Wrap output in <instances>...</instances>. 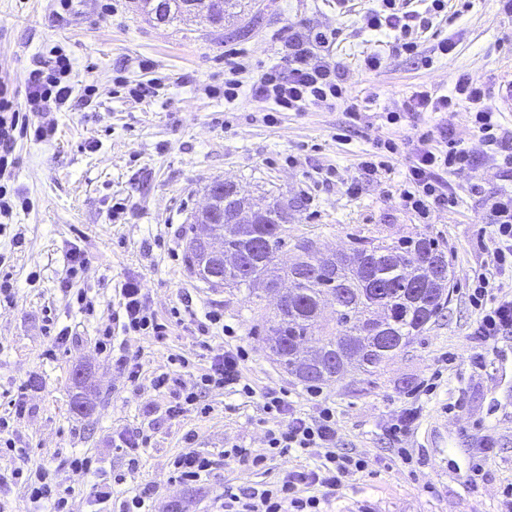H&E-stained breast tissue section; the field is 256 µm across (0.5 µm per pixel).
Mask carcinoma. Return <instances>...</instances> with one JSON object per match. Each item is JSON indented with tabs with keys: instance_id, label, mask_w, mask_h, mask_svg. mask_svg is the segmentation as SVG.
<instances>
[{
	"instance_id": "1",
	"label": "carcinoma",
	"mask_w": 512,
	"mask_h": 512,
	"mask_svg": "<svg viewBox=\"0 0 512 512\" xmlns=\"http://www.w3.org/2000/svg\"><path fill=\"white\" fill-rule=\"evenodd\" d=\"M239 2L210 0V23L224 26ZM142 8L149 20L165 24H185L196 16L192 0H142ZM242 205L255 210L262 223L265 239L257 245L249 232L230 227ZM217 207L224 208V222L214 224L212 231L224 238V252L249 254V270L205 259L194 236L187 245V265L211 287L243 290L249 298H259L270 288L291 285L266 332L276 361L291 374L304 363L297 344L316 343L317 352L330 362L347 352L352 340L357 350L350 369L371 373L395 355L381 349L379 337L367 333V326L376 322L377 308L384 313L380 322L384 333L408 345L448 301L452 276L448 258L425 234L397 241L359 239L336 258L332 270L318 256L314 242L303 238L294 244L300 252L298 260L282 266L278 255L288 238V211L278 200L253 201L227 193ZM338 294L341 301L331 326L321 320L322 305ZM335 379L336 367L330 364L315 370L303 382L318 385Z\"/></svg>"
}]
</instances>
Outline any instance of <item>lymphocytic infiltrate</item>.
<instances>
[{"label": "lymphocytic infiltrate", "mask_w": 512, "mask_h": 512, "mask_svg": "<svg viewBox=\"0 0 512 512\" xmlns=\"http://www.w3.org/2000/svg\"><path fill=\"white\" fill-rule=\"evenodd\" d=\"M448 10V0H430L425 11L412 9L411 0H375L374 6L363 16L362 28L367 32L383 29L393 32L386 48L367 54V69H380L388 56L419 51L418 36L433 29L434 21ZM342 34L341 28H323L315 32L289 31L283 39L279 62L257 67V79L251 87L253 97L270 102L280 112H298L305 106L324 108L346 106L351 119L358 120L362 112L351 102L339 68L324 57ZM71 59L62 51L50 58L34 62L28 69L23 86L0 81V217H9L13 203L7 197L4 179L12 175L14 152L18 137L32 136L46 139L53 135L55 126L47 116L64 106L89 107L95 89L85 86L82 94H75L70 80ZM488 90L475 82L469 73L455 77L452 91L437 95L426 87H418L401 105L388 109L384 118L388 124H401L408 114L415 112H447L465 108L471 116V127L481 140L489 159L505 170H512V131L499 122L496 111L488 104ZM26 101L30 111L36 112L39 122L21 116L19 101ZM412 163L406 175L400 197L405 209L428 218L431 211L455 207L457 199L440 180L443 172L468 169L473 164L469 151L447 131L434 134L423 132L411 141ZM493 217L491 238V265L475 274L470 300L479 316L474 331L477 348L474 362H481L482 347L512 333V293L500 291L494 280L497 275L512 271V192H503L489 200ZM121 329L124 335L151 336L163 340L169 326L150 311L148 297L140 279L126 280L120 288ZM242 353L225 350L210 359L206 372L196 381L186 382L168 371L154 373L151 384L155 389L170 390L174 399L166 407L169 417L175 418L191 411H201L200 393L205 389H221L247 398L254 390L244 383L241 370ZM263 410L275 424L265 435L264 452L232 447L215 453L195 449L178 454L173 472L178 482L191 486L200 482L216 465L237 461L250 466L263 465L269 458L290 453L315 455L313 467L289 470L284 476L261 490L248 493H226L224 512H323L324 492H336L346 482L363 473L368 462L350 455L338 446L336 410L328 401L320 403L319 411L306 415L276 393L264 396ZM32 502L45 507L46 512H67L68 490L53 482L49 470L41 468L29 472L25 481Z\"/></svg>", "instance_id": "1"}]
</instances>
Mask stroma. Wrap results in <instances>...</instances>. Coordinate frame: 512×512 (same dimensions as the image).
<instances>
[{
    "mask_svg": "<svg viewBox=\"0 0 512 512\" xmlns=\"http://www.w3.org/2000/svg\"><path fill=\"white\" fill-rule=\"evenodd\" d=\"M255 3L259 23L244 13L219 31L203 19L156 24L136 0H70L65 9L58 0H0L1 79L23 85L30 63L61 50L73 62L76 90L96 88L91 108L52 112L50 139L18 141L14 176L6 184L29 205L0 224V280L13 285L11 298L0 296V416L10 412L20 385L28 390L27 410L8 431L25 454L0 453V512L35 510L12 477L16 469L47 461L60 466L75 454L96 458L98 471L86 476L60 466L58 480L71 491L73 512H88L94 482L119 474L123 490L152 485L155 512H214L225 490H259L284 472L314 464V455L290 454L259 468L221 465L194 486L172 478L170 462L189 434L204 452L235 445L261 452L273 425L263 411L266 392L285 393L300 412L316 411L306 385L279 366L265 341L275 298L248 302L242 292L204 284L186 264L192 216L207 205V188L217 180L287 208L290 244L279 255L282 262L293 258L291 243L300 237L332 252L357 238L422 233L438 242L454 271L442 317L421 336L373 374L349 373L324 386V397L336 406L339 446L369 462L363 477L330 498L327 512H500L501 491L512 484V334L486 347L482 369L469 364L477 312L468 288L490 260L488 200L512 186V172L483 158L465 109L418 112L399 126L386 125L382 114L421 85L449 93L462 71L486 84L490 103L498 104L499 85L512 82V15L501 13L498 0H448L452 19L437 27L457 32L452 54L441 55L437 37L427 32L419 54L392 56L372 71L362 60L382 37L359 30L369 0H349L343 11L336 0ZM323 26L343 30L330 58L344 69L351 95L369 103L361 121L351 122L340 106L309 105L270 125L264 121L270 104L245 94L228 103L219 94L228 52L237 49L267 65L277 62L279 40L289 30ZM149 75L160 78L161 88L143 101L114 83L118 76L134 84ZM440 127L462 140L475 163L447 174L458 203L424 223L399 200L411 154L399 151L391 171L376 174L362 171L359 162L377 140L400 143ZM351 181L359 187L353 196L345 192ZM117 203L124 212L116 217ZM75 249L87 265L70 280L67 256ZM130 277L142 280L151 310L171 321L161 341L115 331V344L144 363L147 377L137 386L95 347L118 307V288ZM80 292L94 312L77 303ZM175 308L180 316L174 321ZM210 311L223 315L224 326L205 339L196 325ZM65 326L69 341L56 343L55 332ZM228 348L245 351L242 373L254 397L210 389L200 396L209 413L168 417L170 395L154 390L149 374L170 369L172 358L182 356L190 362V380L211 355ZM448 353L457 361L445 370ZM438 369L443 377L423 399L415 425L392 439L390 419L412 405L411 390ZM79 393L92 406L88 415L71 409ZM122 429L148 437L133 471L112 446L113 432ZM400 447L422 457V466L404 464ZM477 465L482 475L474 483L469 474Z\"/></svg>",
    "mask_w": 512,
    "mask_h": 512,
    "instance_id": "obj_1",
    "label": "stroma"
}]
</instances>
